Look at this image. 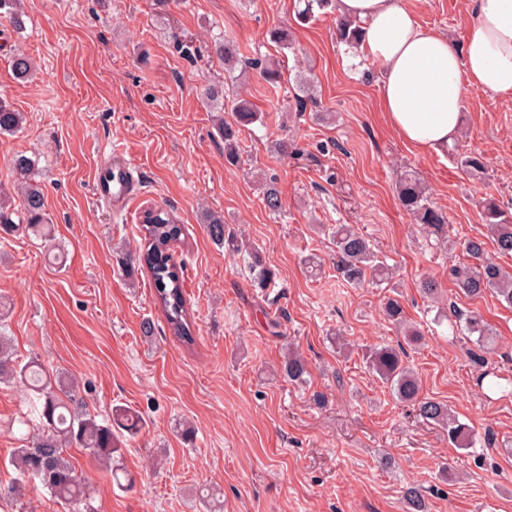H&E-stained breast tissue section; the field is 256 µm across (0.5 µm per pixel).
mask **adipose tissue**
I'll return each mask as SVG.
<instances>
[{"label": "adipose tissue", "instance_id": "obj_1", "mask_svg": "<svg viewBox=\"0 0 512 512\" xmlns=\"http://www.w3.org/2000/svg\"><path fill=\"white\" fill-rule=\"evenodd\" d=\"M471 3L473 23L458 52L419 22L409 0H336L337 14L361 27L359 53L380 66L388 125L418 151H447L467 89L512 97V0Z\"/></svg>", "mask_w": 512, "mask_h": 512}]
</instances>
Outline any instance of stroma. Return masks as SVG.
<instances>
[{"instance_id": "35a3bbf8", "label": "stroma", "mask_w": 512, "mask_h": 512, "mask_svg": "<svg viewBox=\"0 0 512 512\" xmlns=\"http://www.w3.org/2000/svg\"><path fill=\"white\" fill-rule=\"evenodd\" d=\"M298 0H23L26 27L0 21V95L23 113L21 129L0 136V186L13 183L11 160L31 158L53 226L50 239L27 232L19 204L0 223V334L20 359L78 383L96 418L124 406L145 420L126 438L121 468L131 485L81 448L71 463L98 512H208L218 491L224 512H405L403 492L419 488L428 512H512V394L478 383L477 346L438 309L477 310L493 332L489 365L512 380V308L491 293L462 294L452 275L465 263L419 229L397 196L412 171L448 217L460 242L488 233L481 203L512 213V98L470 90L451 152L421 153L392 130L380 110L378 65L336 39V14L297 16ZM419 21L463 50L470 0H412ZM283 28L288 44L271 33ZM240 49L233 74L214 45ZM34 70L15 78L11 60ZM284 79L271 85L264 68ZM235 90L260 118L242 131L236 165L207 88ZM287 140V152L278 151ZM127 150L139 180L128 209L116 213L93 190L98 163ZM482 155L474 178L463 153ZM275 178L282 209L263 204ZM173 209L185 226L175 247L184 265L196 342L145 338L144 320L164 327L151 277L128 276L121 250L143 243V212ZM242 228L276 274L252 285L241 257L209 238L203 211ZM351 224L396 271L387 284L354 287L336 275L335 246L319 225ZM317 257L309 272L304 260ZM441 286L431 301L422 280ZM398 299L424 338L409 348L424 396L454 412L491 447L451 446L439 428L399 402L363 358L396 344L385 319ZM310 377L295 385L280 367L288 349ZM30 400L0 382V482L34 432Z\"/></svg>"}]
</instances>
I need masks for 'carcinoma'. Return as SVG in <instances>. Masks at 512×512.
Returning a JSON list of instances; mask_svg holds the SVG:
<instances>
[{"instance_id":"cac0c4a2","label":"carcinoma","mask_w":512,"mask_h":512,"mask_svg":"<svg viewBox=\"0 0 512 512\" xmlns=\"http://www.w3.org/2000/svg\"><path fill=\"white\" fill-rule=\"evenodd\" d=\"M0 18L9 22L16 31L25 28L24 11L20 0H0ZM336 37L348 46L358 42V29L349 20L336 18ZM217 56L224 60V69L231 73L238 63V46L226 37L216 45ZM14 74L25 79L33 72V63L24 53L12 58ZM232 120L221 121L219 130L224 138V158L233 165L239 160L240 133L259 120L253 104L242 95L230 99ZM23 123V115L4 98H0V135L13 134ZM460 167L473 177L485 173V162L479 154L469 153L458 157ZM16 174L15 189L20 195L21 207L27 215V224L33 228L47 222L44 194L35 183L33 162L19 156L13 162ZM399 200L411 215L414 223L434 237L437 244L448 242V218L435 207L426 195L421 182L412 174L401 177ZM265 207L272 213L282 208L280 191L272 179L263 186ZM482 220L488 225L498 253L512 254V216L502 211L494 202L482 206ZM207 233L212 241L227 248L230 253L243 249L236 235L224 224V216L210 212L204 217ZM144 245L137 254L126 253L122 265L130 275L141 265L151 274L155 300L161 308L170 334L180 341L194 342L193 322L183 291V270L173 257L172 248L181 241L182 225L176 216L162 208H150L144 219ZM336 246V273L351 285H362L368 280L389 279L390 268L380 260L369 240L350 224H336L330 231ZM469 262L452 269L458 288L468 297H480L487 292L495 294L499 301L512 306V272L504 270L486 251L481 237L467 238L461 243ZM250 280L257 288H266L275 273L266 265L259 253L248 251L246 265ZM384 317L402 330L404 342L395 346L383 345L369 350L366 359L383 384L400 401L416 406L422 420L440 426L448 436V442L468 450L476 446L478 438L474 430L453 415L448 407L429 397L422 396L418 375L407 362L408 345L421 343L420 329L407 322L403 307L394 298L386 300ZM465 330L476 336V344L482 352L490 347L491 332L482 316L474 311H453ZM288 381L301 384L309 374L306 361L290 352L283 365ZM16 382L29 391L33 403V418L38 422L37 436L28 448L17 449L12 465L18 476L8 484L0 483V501L19 502L29 482H38L54 501L71 502L80 512H96L91 504L87 485L76 473L66 456L70 447L84 448L92 455L112 460L122 444L121 435L107 420L98 421L75 403V393L63 389L60 379H51L34 361L13 358L8 339L0 336V382ZM116 417L122 420V429L134 434L142 426V418L129 410L119 409ZM408 512H426L421 491L409 487L403 493Z\"/></svg>"}]
</instances>
